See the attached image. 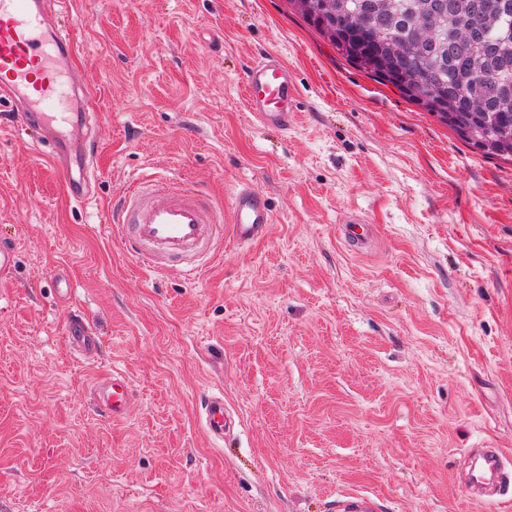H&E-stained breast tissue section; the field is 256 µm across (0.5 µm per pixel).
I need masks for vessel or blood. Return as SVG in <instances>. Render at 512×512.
I'll use <instances>...</instances> for the list:
<instances>
[{"instance_id": "vessel-or-blood-1", "label": "vessel or blood", "mask_w": 512, "mask_h": 512, "mask_svg": "<svg viewBox=\"0 0 512 512\" xmlns=\"http://www.w3.org/2000/svg\"><path fill=\"white\" fill-rule=\"evenodd\" d=\"M67 0H0V100L8 102L18 128L36 133L48 146L70 200L83 204L92 197L97 143L89 134L92 116L84 101L86 86L77 84L66 67L73 42L66 24ZM247 108L263 127L287 131L298 118V89L292 69L280 56H258L244 74ZM273 212L264 194L245 185L231 200V218L223 220L195 186L179 180L133 179L112 207V232L144 266L175 270L196 278L214 257L218 239L231 234L237 244L264 238ZM341 236L351 246L368 248L374 238L370 225H342ZM66 341L78 354H96L100 341L80 322L69 326ZM93 401L110 417L120 419L132 407L129 382L115 375L102 381ZM210 438L223 442L234 426L220 394L201 401ZM482 469L490 486L503 475L499 449H484ZM338 512H377L373 498L353 493L338 503Z\"/></svg>"}]
</instances>
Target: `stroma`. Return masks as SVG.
Listing matches in <instances>:
<instances>
[{"label": "stroma", "mask_w": 512, "mask_h": 512, "mask_svg": "<svg viewBox=\"0 0 512 512\" xmlns=\"http://www.w3.org/2000/svg\"><path fill=\"white\" fill-rule=\"evenodd\" d=\"M76 81L92 91L90 202L46 148L0 122V512H512V163L472 149L347 62L288 0H70ZM272 52L300 118L258 125L243 78ZM174 175L229 212L265 194L269 235L225 239L195 280L114 238L135 173ZM372 225V251L339 227ZM66 269L68 300L56 293ZM95 357L64 340L72 319ZM125 375L130 414L88 400ZM222 391L236 427L207 436ZM500 449L487 499L468 454ZM201 413L210 438L223 445L224 435L230 434L234 426L232 414L224 405V394H206L201 400ZM338 512H377L373 498L365 493H353L338 502Z\"/></svg>", "instance_id": "1"}]
</instances>
